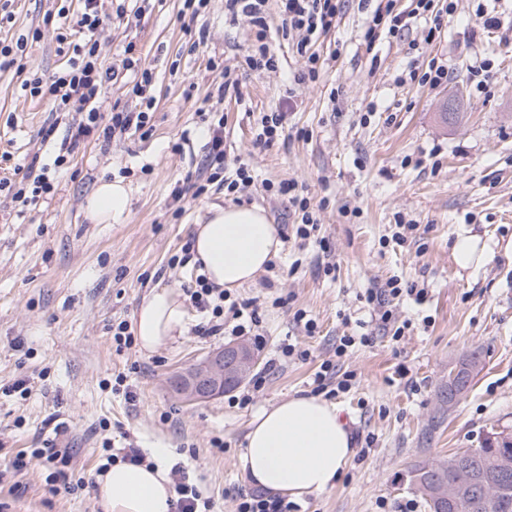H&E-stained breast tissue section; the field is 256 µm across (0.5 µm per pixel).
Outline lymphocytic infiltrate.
I'll use <instances>...</instances> for the list:
<instances>
[{"instance_id":"f902f5d3","label":"lymphocytic infiltrate","mask_w":512,"mask_h":512,"mask_svg":"<svg viewBox=\"0 0 512 512\" xmlns=\"http://www.w3.org/2000/svg\"><path fill=\"white\" fill-rule=\"evenodd\" d=\"M396 0H359L361 7L370 11L364 32L366 46H374L381 34L394 37L403 35L411 27L413 16H430L431 24L424 37L432 42L442 30L445 17L454 14V7L435 11L433 0H416L414 13L396 10ZM344 0H225V9L233 16L243 17L256 27V43L246 59L250 69L276 71L278 58L266 41L267 12L276 6L282 21V31L289 35L298 55L304 58L305 68L298 77L299 83L313 82L319 77V56L313 50L321 35L336 24ZM77 24L83 34L80 42L72 47V55L66 65L58 68L50 78L31 75L23 83L31 97L50 99L57 111H68L77 105L81 121L71 134L73 143H80L91 134L111 139L129 132L149 133L155 98L149 90L154 82L151 68L142 66L131 52H124L119 65L106 67L100 61V48L95 34L102 24L98 11V0H82ZM124 82L129 96L138 98V109L130 110L113 106L110 117H103L99 100L109 85ZM266 191L287 197L288 205L296 220L295 236L306 241L315 238L320 230L319 205L313 204L304 188L296 181L265 183ZM186 293L192 306L201 315L195 330L202 336H242L258 327L257 307L249 301H236L228 290L215 287L206 275H196L193 286ZM425 289L402 283L400 279H389L385 286L368 291L365 301L370 317L385 331L393 330L396 308L406 296L423 300ZM371 340L370 334L341 337L336 350L320 364L313 377L315 393L329 388L337 391L349 390L356 379L354 372H339L338 366L355 345H364Z\"/></svg>"}]
</instances>
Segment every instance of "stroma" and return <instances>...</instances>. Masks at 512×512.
Segmentation results:
<instances>
[{
  "label": "stroma",
  "instance_id": "1",
  "mask_svg": "<svg viewBox=\"0 0 512 512\" xmlns=\"http://www.w3.org/2000/svg\"><path fill=\"white\" fill-rule=\"evenodd\" d=\"M120 2H99L101 61L111 66L132 43L153 69L151 135L88 138L55 174L54 198L25 205L0 195V456L47 440L71 455L67 492H53L52 469L42 459L30 458L20 472L0 467V512H101L87 478L107 439L118 448L130 441L146 452L166 449L169 466L184 468L212 512H234L238 492L251 488L238 453L252 415L311 394L315 371L340 337L363 330L372 342L351 349L343 364L356 383L334 398L355 456L334 488L308 496L298 512H399L408 503L430 512L408 481L411 468L478 446L490 426H512V255L498 248L512 237V0L494 4L498 29L471 23L476 0H435L438 9L456 5L440 39L424 42L420 16L403 36L384 38L371 51L362 43L368 13L347 0L335 29L314 45L318 81L304 85L294 81L304 61L277 15L268 19L267 37L279 68L260 72L246 65L256 29L225 11L224 0H210L194 20L182 14L181 0H150L139 18L117 17ZM63 6L74 12L80 2L0 0L11 15L0 38L27 40L23 69L0 71V177L36 157L48 162L80 119L21 88L29 72L47 77L64 63L57 35L72 40L76 33L57 15ZM37 29L44 35L35 41ZM481 58L492 59L494 69L479 93L469 68ZM433 63L447 67V85L401 83L409 70L422 73ZM224 67L241 79L220 99L214 85ZM449 101L459 117L446 123L440 113ZM277 110L288 113L282 136L255 149L258 121ZM218 116L225 174L246 163L260 182L293 179L325 200L320 234L334 271L324 273L318 243L296 239L287 198L271 197L260 184L233 195L214 183L195 195L194 184L209 175L207 130ZM104 177L131 187L124 223L85 216V200ZM177 188L184 191L178 202ZM211 203L259 205L280 232L279 255L254 285L233 293L259 307L260 362L291 336L309 352L270 373L243 407L226 395L188 404L171 392L174 373L229 341L195 335L194 309L186 311L182 336L153 352L112 344L113 323L133 320L152 287L186 300L196 267L173 268L169 260L191 243L192 226ZM400 219L418 226L401 246L389 239ZM460 235L485 245L480 266L456 263ZM393 276L427 291L424 302L400 304L397 318L409 327L397 341L370 324L364 299ZM279 297L284 306H275ZM299 309L315 319L314 335L294 322ZM476 347L481 372L443 420H434L449 367ZM120 374L123 392L113 388ZM19 380L26 393L12 391ZM215 438L223 448L212 447Z\"/></svg>",
  "mask_w": 512,
  "mask_h": 512
}]
</instances>
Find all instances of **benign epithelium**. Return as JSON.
<instances>
[{"mask_svg":"<svg viewBox=\"0 0 512 512\" xmlns=\"http://www.w3.org/2000/svg\"><path fill=\"white\" fill-rule=\"evenodd\" d=\"M258 358L245 342H231L206 359L189 366L171 381L173 393L191 404L209 400L247 377L256 367ZM480 366L457 365L448 370L447 396L440 408L454 407L467 392Z\"/></svg>","mask_w":512,"mask_h":512,"instance_id":"1","label":"benign epithelium"}]
</instances>
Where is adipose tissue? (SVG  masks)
Instances as JSON below:
<instances>
[{"mask_svg":"<svg viewBox=\"0 0 512 512\" xmlns=\"http://www.w3.org/2000/svg\"><path fill=\"white\" fill-rule=\"evenodd\" d=\"M130 190L123 179L101 180L87 198V218L121 223L129 212ZM194 261L217 287L235 290L255 282L281 251L274 224L259 206L210 205L192 230ZM186 312L169 288H153L140 304L134 333L151 352L182 334ZM156 449L153 464L117 462L98 477L95 496L102 512H170L175 492ZM355 454L341 409L322 397L294 395L257 410L239 452L247 480L266 491L299 500L333 488Z\"/></svg>","mask_w":512,"mask_h":512,"instance_id":"obj_1","label":"adipose tissue"}]
</instances>
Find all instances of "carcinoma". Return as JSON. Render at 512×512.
Listing matches in <instances>:
<instances>
[{"instance_id": "obj_1", "label": "carcinoma", "mask_w": 512, "mask_h": 512, "mask_svg": "<svg viewBox=\"0 0 512 512\" xmlns=\"http://www.w3.org/2000/svg\"><path fill=\"white\" fill-rule=\"evenodd\" d=\"M501 458L512 459V444L489 438L478 447L460 453V462L454 468L448 467L446 459L415 466L410 472V482L430 512H512V474L502 477V483L508 488L502 497L487 500L475 496L459 502L448 501V485L465 482L480 488L493 472L494 463Z\"/></svg>"}]
</instances>
